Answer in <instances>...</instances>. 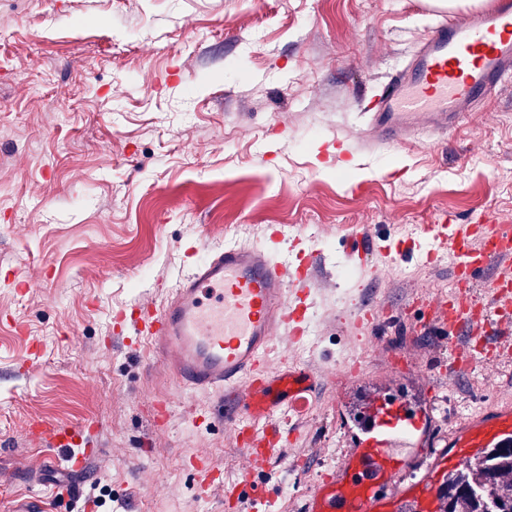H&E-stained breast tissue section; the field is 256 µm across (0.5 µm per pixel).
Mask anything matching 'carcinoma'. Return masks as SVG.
I'll return each instance as SVG.
<instances>
[{
  "label": "carcinoma",
  "instance_id": "carcinoma-1",
  "mask_svg": "<svg viewBox=\"0 0 512 512\" xmlns=\"http://www.w3.org/2000/svg\"><path fill=\"white\" fill-rule=\"evenodd\" d=\"M497 473L512 475V445L449 476L446 512H512V481L492 480Z\"/></svg>",
  "mask_w": 512,
  "mask_h": 512
}]
</instances>
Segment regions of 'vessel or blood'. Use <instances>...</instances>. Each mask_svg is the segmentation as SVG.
I'll return each mask as SVG.
<instances>
[{"instance_id":"b4317fda","label":"vessel or blood","mask_w":512,"mask_h":512,"mask_svg":"<svg viewBox=\"0 0 512 512\" xmlns=\"http://www.w3.org/2000/svg\"><path fill=\"white\" fill-rule=\"evenodd\" d=\"M512 79V0H492L480 11H455L435 23L415 52L368 102V132L387 148L404 145L418 131L447 132ZM436 238L453 252L459 283L512 253L479 224H442ZM189 270L160 307L141 309L131 323L149 355L166 368L179 388L208 393L224 402L253 468L278 453L277 416L316 385L304 369L274 367L270 356L278 333L294 339L309 331L308 307L288 289L285 262L267 248L227 245L206 256L191 255ZM486 317L467 297L434 305L433 323L449 334H465L469 357L493 356ZM356 443L336 469L316 483L306 512H444L448 477L483 458L488 449L512 445V408L459 424L422 477L403 484L416 449L436 443V422L401 398L370 394L356 418ZM84 427L35 422L33 436L57 448L71 447Z\"/></svg>"}]
</instances>
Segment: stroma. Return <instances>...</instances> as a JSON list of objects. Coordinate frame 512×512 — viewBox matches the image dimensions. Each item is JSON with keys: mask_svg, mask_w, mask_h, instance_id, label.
Instances as JSON below:
<instances>
[{"mask_svg": "<svg viewBox=\"0 0 512 512\" xmlns=\"http://www.w3.org/2000/svg\"><path fill=\"white\" fill-rule=\"evenodd\" d=\"M443 13L435 0H0V512L65 479L76 500L55 512H230L225 488L246 471L271 500L231 512H304L306 484L351 447L350 364L368 387L403 359L407 397L452 421L512 398V298L490 288L512 256L470 286L496 358L458 373L461 337L431 323L455 259L429 233L512 226V82L431 145L363 135L365 101ZM271 224L288 228L282 251L315 255L312 332L272 358L319 385L255 471L214 400L175 392L112 315L160 306L187 250L263 247ZM365 227L380 239L365 269H347ZM369 305L385 320L376 334L358 326ZM37 418L92 426L80 475L30 435ZM196 454L224 475L203 498L183 464Z\"/></svg>", "mask_w": 512, "mask_h": 512, "instance_id": "obj_1", "label": "stroma"}]
</instances>
